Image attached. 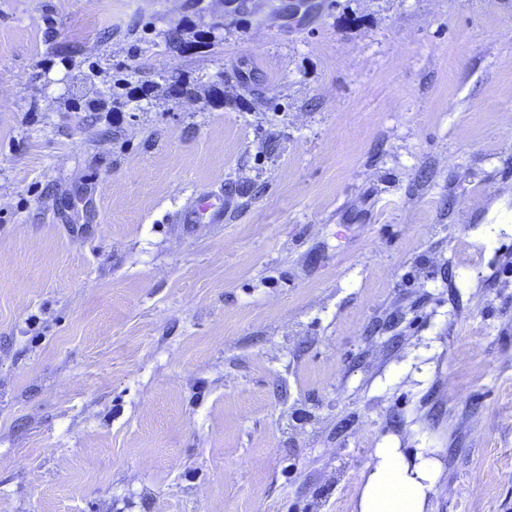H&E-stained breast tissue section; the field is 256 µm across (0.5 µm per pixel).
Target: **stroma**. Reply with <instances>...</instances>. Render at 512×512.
Returning <instances> with one entry per match:
<instances>
[{
	"instance_id": "obj_1",
	"label": "stroma",
	"mask_w": 512,
	"mask_h": 512,
	"mask_svg": "<svg viewBox=\"0 0 512 512\" xmlns=\"http://www.w3.org/2000/svg\"><path fill=\"white\" fill-rule=\"evenodd\" d=\"M378 447L512 512V0H0V512H357ZM204 219L208 224H220L224 221V194L207 195L197 200L193 210L182 212L179 224H194Z\"/></svg>"
}]
</instances>
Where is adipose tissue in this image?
Listing matches in <instances>:
<instances>
[{"instance_id": "ef3b65f1", "label": "adipose tissue", "mask_w": 512, "mask_h": 512, "mask_svg": "<svg viewBox=\"0 0 512 512\" xmlns=\"http://www.w3.org/2000/svg\"><path fill=\"white\" fill-rule=\"evenodd\" d=\"M358 497V512H428L440 473L437 460L419 450L377 448Z\"/></svg>"}]
</instances>
